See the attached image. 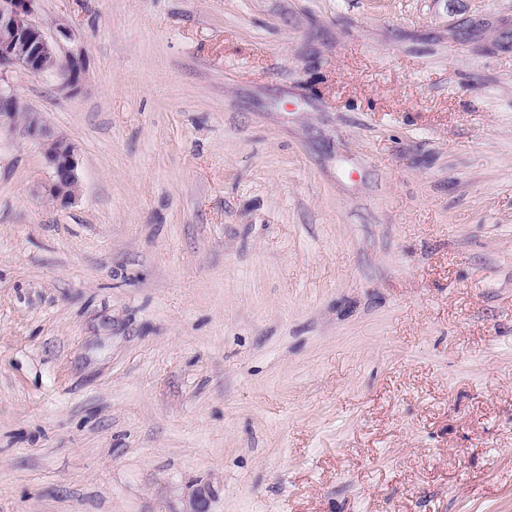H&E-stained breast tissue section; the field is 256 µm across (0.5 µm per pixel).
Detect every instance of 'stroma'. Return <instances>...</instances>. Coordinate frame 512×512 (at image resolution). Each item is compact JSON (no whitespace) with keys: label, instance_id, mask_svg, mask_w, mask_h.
I'll return each mask as SVG.
<instances>
[{"label":"stroma","instance_id":"1","mask_svg":"<svg viewBox=\"0 0 512 512\" xmlns=\"http://www.w3.org/2000/svg\"><path fill=\"white\" fill-rule=\"evenodd\" d=\"M63 205L0 120V512H512V0H41ZM28 127L32 135L40 141L43 155L52 169L51 182L44 187L46 195L62 204L71 203L78 192L68 194L65 187L68 184L79 186L76 147L64 136L48 135L40 125L38 116L33 112H30Z\"/></svg>","mask_w":512,"mask_h":512}]
</instances>
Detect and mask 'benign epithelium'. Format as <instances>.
I'll list each match as a JSON object with an SVG mask.
<instances>
[{
	"mask_svg": "<svg viewBox=\"0 0 512 512\" xmlns=\"http://www.w3.org/2000/svg\"><path fill=\"white\" fill-rule=\"evenodd\" d=\"M40 0H0V117L15 114L22 105L9 87L8 76L16 68L30 74L56 73L62 85H76L86 68V53L80 49L60 55L58 39L45 33L40 21ZM28 127L40 141L43 155L52 169L51 182L44 191L62 204L75 200L69 194L68 184H79L77 150L64 136H51L30 113ZM212 494L206 489L196 490L188 501L186 512H210Z\"/></svg>",
	"mask_w": 512,
	"mask_h": 512,
	"instance_id": "benign-epithelium-1",
	"label": "benign epithelium"
}]
</instances>
